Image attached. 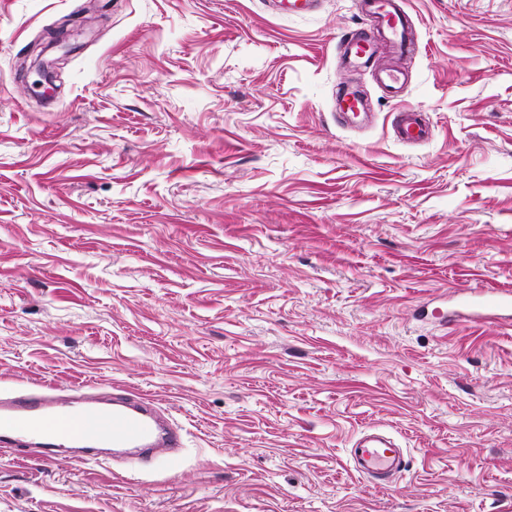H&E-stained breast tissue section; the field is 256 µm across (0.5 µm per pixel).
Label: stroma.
<instances>
[{"instance_id": "1", "label": "stroma", "mask_w": 512, "mask_h": 512, "mask_svg": "<svg viewBox=\"0 0 512 512\" xmlns=\"http://www.w3.org/2000/svg\"><path fill=\"white\" fill-rule=\"evenodd\" d=\"M319 2L0 0V392L127 389L184 429L175 465L0 454V512H512V326L446 317L512 289V0H405L398 99L386 47L343 61L355 0ZM369 430L406 450L379 486ZM338 107L342 115L341 123L353 125V121H372V112H368L367 104L363 97L354 89H343L337 95ZM393 133L399 142L420 144L430 139L431 126L422 112L406 109L398 112V117L393 124ZM351 469L370 481L389 482L405 465L402 448L378 433H364L348 454Z\"/></svg>"}]
</instances>
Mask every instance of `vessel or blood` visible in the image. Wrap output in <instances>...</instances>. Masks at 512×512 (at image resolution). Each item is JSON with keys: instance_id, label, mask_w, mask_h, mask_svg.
I'll return each instance as SVG.
<instances>
[{"instance_id": "vessel-or-blood-1", "label": "vessel or blood", "mask_w": 512, "mask_h": 512, "mask_svg": "<svg viewBox=\"0 0 512 512\" xmlns=\"http://www.w3.org/2000/svg\"><path fill=\"white\" fill-rule=\"evenodd\" d=\"M359 11L371 19V34L346 39L343 56L349 61L369 60L378 38H386L401 55L414 50L413 35L408 28L403 0H357ZM341 121L349 125L356 120L371 119L363 97L354 89L337 95ZM396 140L407 144L427 142L431 126L420 112H399L393 124ZM512 308L511 291H467L455 313L457 320L480 323L495 318L500 311ZM72 403H64L53 386L7 395L0 398V453L9 454L37 437L45 448L80 443L137 449V462L151 458L174 461L182 446L178 429L164 422L150 401L141 395L126 394L104 408L86 400L82 387H75ZM351 469L370 481L387 482L398 476L405 465L402 449L390 438L378 433L360 436L348 454Z\"/></svg>"}]
</instances>
